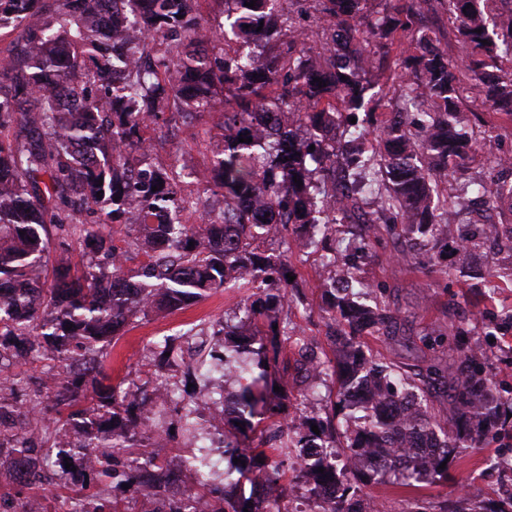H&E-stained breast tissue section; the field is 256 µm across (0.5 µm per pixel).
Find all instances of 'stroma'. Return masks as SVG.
<instances>
[{"label": "stroma", "instance_id": "obj_1", "mask_svg": "<svg viewBox=\"0 0 512 512\" xmlns=\"http://www.w3.org/2000/svg\"><path fill=\"white\" fill-rule=\"evenodd\" d=\"M223 106L201 113L193 126L161 118L152 134V156L160 165H177L182 172L207 168L221 140ZM404 247L402 237L380 236L363 265L366 281L387 289L397 324L391 336L362 335L367 355L395 363L411 373L447 368L459 354L450 325L461 323L470 329L486 353V364L498 384L512 388V323L504 311L512 306V279H498L496 286L459 271L457 277L437 283L420 268L398 262ZM290 261L300 282L298 299L278 321L308 339L317 356L335 359L337 325L326 312L327 298L314 283L321 274L320 254L305 239L292 242ZM239 296L217 292L205 300L159 319L139 321L134 328L112 342L106 362L110 379L126 384L142 379H174L177 367L157 366L148 348L165 336L191 333L196 346L212 348V332L218 324H236L243 313ZM512 460V428L490 433L477 447L463 449L448 465L445 478L413 487L387 476L371 488L373 496L385 502L388 512H501L507 499L499 489L501 465Z\"/></svg>", "mask_w": 512, "mask_h": 512}]
</instances>
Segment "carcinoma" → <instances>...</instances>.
Instances as JSON below:
<instances>
[{
    "mask_svg": "<svg viewBox=\"0 0 512 512\" xmlns=\"http://www.w3.org/2000/svg\"><path fill=\"white\" fill-rule=\"evenodd\" d=\"M109 2L115 12L140 7L124 16L121 45L108 52L97 29L103 0H0V31L18 32L0 62V468L28 457L27 491H17V501L39 492L59 496L58 461L33 447L34 425L51 447H64L69 435L77 455L95 456L85 480L66 487L68 512H100L89 490L103 478L146 499L163 494L171 473L146 452L155 445L146 412L160 386H105V362L112 339L131 324L218 291L253 289L240 299L247 335L271 337L269 358L262 347L249 351L230 339L231 330L214 333L224 368L245 381L232 416L249 427L258 415L279 414L281 405L265 397L267 367L284 344L304 349V338L286 322L275 329L270 319L263 330L257 321L292 302L289 230H323L330 243L322 265L334 267L333 226L347 223L360 203L372 211L346 229L358 257L320 287L340 326L338 404L363 417L338 430L330 418L307 416L303 429L274 428L265 445L291 459L316 442L336 447L338 434L344 452L359 460L402 449L393 466L358 464L350 472L356 485L341 483L334 499L321 490L336 483V462L320 455L305 465L312 512H352L348 500L389 473L407 486L444 477L442 462L501 423L503 398L492 375L478 368L481 353L468 346L448 368L457 411L448 419L401 367L367 357L359 336L389 334L393 315L384 293L364 280L359 260L382 227L406 238L403 263L415 259L417 240L427 239L425 270L447 277L439 262L446 248L469 258L483 246L466 218L467 195L512 201V157L495 155L489 166L497 174L459 185L448 203V175L466 168L477 143L461 110L464 92H476L488 111L512 116V7L442 0L469 50L465 88L458 64L422 24L426 0H256L252 8L245 6L251 0H224V21L214 31L202 24L200 0ZM305 15L321 28L320 54L311 52ZM390 93L398 109L376 112ZM219 101L222 146L198 182L220 189L224 205L208 210L201 196L184 192L181 173L153 162L147 132L166 112L186 121ZM52 229L87 248L81 267L72 266L66 248L50 256ZM187 339L165 336L153 351L162 359ZM300 357L305 400L329 362ZM17 358L41 363L44 396L23 411L4 397L20 386L11 375ZM61 361L68 367L62 379L55 373ZM357 387L368 390L369 401L351 399ZM246 481L285 493L272 458L264 470L225 469L213 502L237 495Z\"/></svg>",
    "mask_w": 512,
    "mask_h": 512,
    "instance_id": "cac0c4a2",
    "label": "carcinoma"
}]
</instances>
